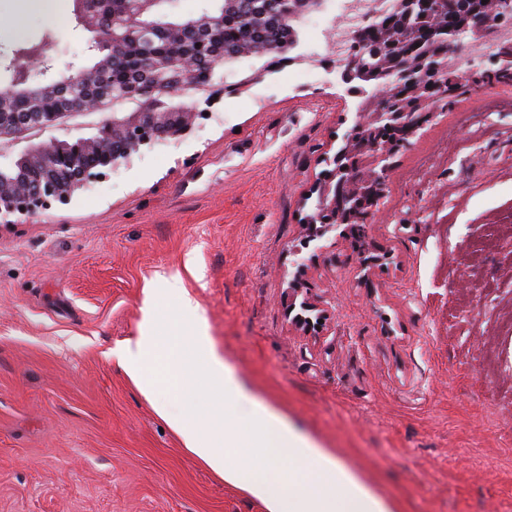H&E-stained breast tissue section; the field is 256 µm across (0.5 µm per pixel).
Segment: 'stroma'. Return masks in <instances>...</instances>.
Listing matches in <instances>:
<instances>
[{"label": "stroma", "mask_w": 512, "mask_h": 512, "mask_svg": "<svg viewBox=\"0 0 512 512\" xmlns=\"http://www.w3.org/2000/svg\"><path fill=\"white\" fill-rule=\"evenodd\" d=\"M325 0L299 29L310 73L248 57L179 140L0 229V512H260L182 445L107 353L150 288L199 304L212 348L393 512H512V83L462 80L389 157L363 236L305 219L358 119L326 61ZM31 0L0 53L45 38L96 61ZM330 312L296 328L291 300Z\"/></svg>", "instance_id": "stroma-1"}]
</instances>
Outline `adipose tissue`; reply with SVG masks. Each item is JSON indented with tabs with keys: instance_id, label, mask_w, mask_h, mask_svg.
I'll return each instance as SVG.
<instances>
[{
	"instance_id": "ef3b65f1",
	"label": "adipose tissue",
	"mask_w": 512,
	"mask_h": 512,
	"mask_svg": "<svg viewBox=\"0 0 512 512\" xmlns=\"http://www.w3.org/2000/svg\"><path fill=\"white\" fill-rule=\"evenodd\" d=\"M152 289L145 298L138 336L112 356L146 395L163 390L184 399L170 411L159 405L184 448L225 483L243 489L262 512H392L389 503L325 449L259 401L208 345L199 305L181 292L171 319H163ZM207 389H199L198 377ZM265 468H257L256 452Z\"/></svg>"
}]
</instances>
